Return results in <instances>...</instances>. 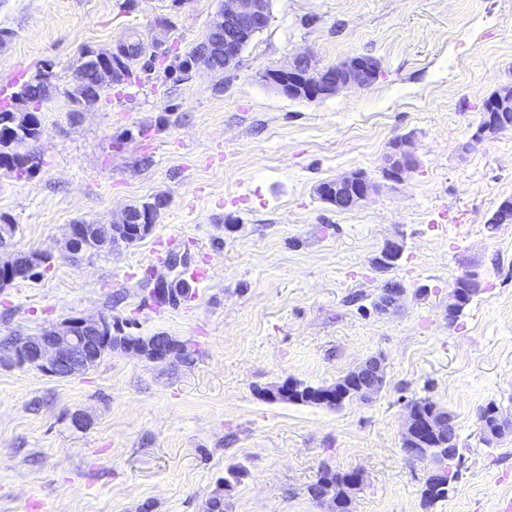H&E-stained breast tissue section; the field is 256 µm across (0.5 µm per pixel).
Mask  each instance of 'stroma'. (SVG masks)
Listing matches in <instances>:
<instances>
[{"label":"stroma","mask_w":512,"mask_h":512,"mask_svg":"<svg viewBox=\"0 0 512 512\" xmlns=\"http://www.w3.org/2000/svg\"><path fill=\"white\" fill-rule=\"evenodd\" d=\"M220 0H0V104L45 64L55 76L43 133L0 169V258L48 254L38 275L0 286V351L65 319L109 318L119 333L191 342L194 360L112 352L68 378L0 359V512H205L228 467L247 474L228 512H324L308 487L322 466L359 470L353 512H500L512 500V433L486 443L477 415L512 421V225L488 219L512 198V132L472 135L484 99L512 84V0H270L267 27L235 69L191 63ZM147 47L122 84L76 110L85 49L128 36ZM307 53L325 68L351 56L377 80L309 100L275 93L265 72ZM421 166L350 211L316 186L360 169L381 179L394 138ZM159 201L131 247L72 255L69 224L111 223ZM403 246L388 268L387 241ZM187 255L189 292L158 305L169 251ZM484 288L449 324L462 269ZM405 290L379 312L385 284ZM378 356L372 401L330 410L271 401L292 378L330 386ZM448 410L461 466L447 498L423 507L431 461L409 460V401ZM81 411L89 427L73 426Z\"/></svg>","instance_id":"35a3bbf8"}]
</instances>
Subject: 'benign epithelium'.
<instances>
[{"label": "benign epithelium", "mask_w": 512, "mask_h": 512, "mask_svg": "<svg viewBox=\"0 0 512 512\" xmlns=\"http://www.w3.org/2000/svg\"><path fill=\"white\" fill-rule=\"evenodd\" d=\"M270 0H222L215 19L209 27L211 34H224V66L233 67L239 58L240 47L248 42L255 30L268 24ZM216 46L204 40L197 53V63L210 71H217ZM96 71L103 83H113L116 73L113 64L125 61L124 50L117 43L96 55ZM378 74V63L361 56L349 57L334 66L318 69L312 59L302 55L286 67L272 70L266 81L271 89L283 96L296 95L306 100L332 97L350 87H366ZM420 165V158L412 141L398 138L392 143V151L386 158L382 177L391 184H400ZM378 185L361 170L345 172L316 187V194L338 210L360 208L372 201ZM137 225L138 232L148 235L152 231L154 208L129 205L113 216L110 224H71L65 241L69 253L77 250L96 251L102 247L129 244L120 233V226ZM402 256V247L389 242L381 252L379 264L389 267ZM39 263L32 255L16 254L7 261L0 260V285L25 279ZM482 290L483 283L469 270H462L450 286L448 295V324L460 301L462 286ZM113 350L112 322L101 316L97 319L75 317L67 319L37 336H19L7 348L8 357L20 366H30L55 377H73L88 370L96 354ZM124 353H134L152 362H166L186 351V342L171 336H153L141 344H126ZM351 376L363 378L355 389L353 399L368 402L377 396L386 385V371L381 359L371 357L351 370ZM448 424V414L433 410L425 428H419L418 415L407 408L401 440L404 454L413 460L430 459L436 462L434 474L445 478L448 468L437 461L436 449L427 446L426 434L439 431Z\"/></svg>", "instance_id": "obj_1"}]
</instances>
